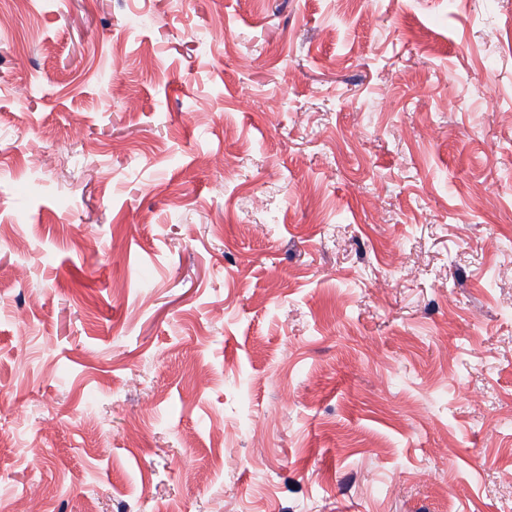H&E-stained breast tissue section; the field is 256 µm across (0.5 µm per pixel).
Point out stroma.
<instances>
[{
  "label": "stroma",
  "instance_id": "stroma-1",
  "mask_svg": "<svg viewBox=\"0 0 512 512\" xmlns=\"http://www.w3.org/2000/svg\"><path fill=\"white\" fill-rule=\"evenodd\" d=\"M0 512H512V0H0Z\"/></svg>",
  "mask_w": 512,
  "mask_h": 512
}]
</instances>
